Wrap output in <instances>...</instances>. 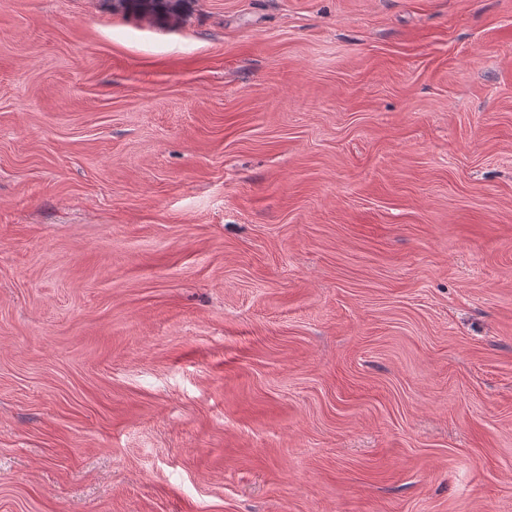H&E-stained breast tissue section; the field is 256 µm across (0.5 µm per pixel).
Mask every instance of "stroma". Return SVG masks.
Masks as SVG:
<instances>
[{
  "instance_id": "obj_1",
  "label": "stroma",
  "mask_w": 512,
  "mask_h": 512,
  "mask_svg": "<svg viewBox=\"0 0 512 512\" xmlns=\"http://www.w3.org/2000/svg\"><path fill=\"white\" fill-rule=\"evenodd\" d=\"M0 512H512V0H0Z\"/></svg>"
}]
</instances>
